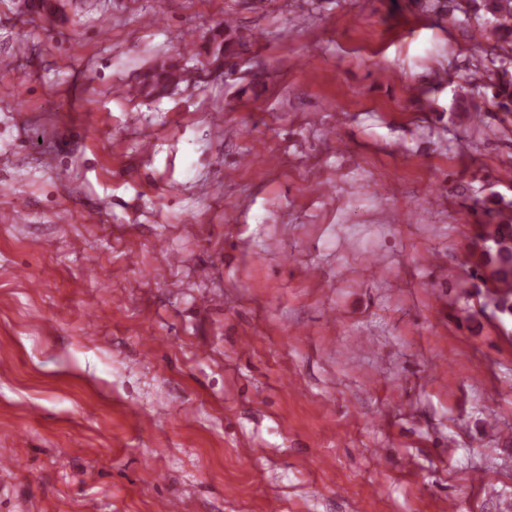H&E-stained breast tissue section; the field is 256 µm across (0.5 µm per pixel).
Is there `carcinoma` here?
I'll list each match as a JSON object with an SVG mask.
<instances>
[{"label":"carcinoma","instance_id":"carcinoma-1","mask_svg":"<svg viewBox=\"0 0 512 512\" xmlns=\"http://www.w3.org/2000/svg\"><path fill=\"white\" fill-rule=\"evenodd\" d=\"M456 8L466 15L471 10L476 13L483 10L491 15L498 28L506 31L499 51L490 53L489 65L485 66L489 82L484 87L495 89L499 107L512 112V74L507 68L512 63V0H482L478 6L468 0L457 3ZM179 78L176 66L161 65L139 83V95L151 96L171 87ZM490 202L493 206L486 205L483 210L488 222L481 225L480 244L472 250L475 261L471 277L484 288L482 292L476 291L477 296L484 293L491 296L498 313L512 316V201L495 196Z\"/></svg>","mask_w":512,"mask_h":512}]
</instances>
